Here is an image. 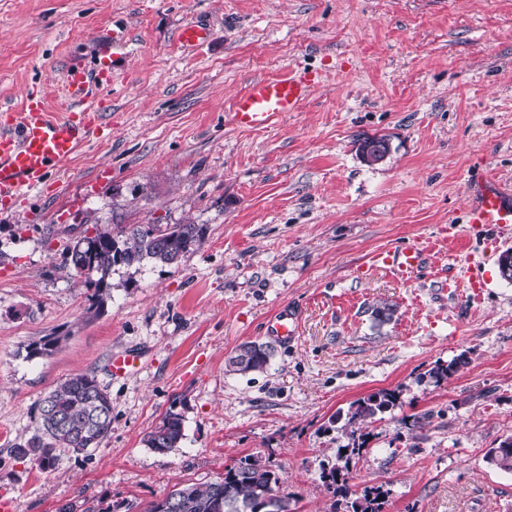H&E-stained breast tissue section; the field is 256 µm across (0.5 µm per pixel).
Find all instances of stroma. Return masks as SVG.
<instances>
[{
	"mask_svg": "<svg viewBox=\"0 0 512 512\" xmlns=\"http://www.w3.org/2000/svg\"><path fill=\"white\" fill-rule=\"evenodd\" d=\"M194 19L213 35L188 50L177 35ZM116 23L129 64L103 134L0 206V493L18 512H145L256 455L294 512H328L321 466L347 442L331 416L392 389L401 404L369 425L353 493L384 486L385 512H512V473L487 459L512 438V283L498 268L512 224L465 217L477 180L512 190V0H0V111L27 89L65 111L64 70L98 69ZM297 67L318 75L299 111L261 130L225 121L253 80ZM361 136L387 138V157L366 163ZM188 221L208 228L199 246L175 266L113 268L89 313L67 243L100 224ZM402 245L427 257L407 282L373 264ZM382 302L395 308L383 323ZM283 305L301 314L297 340L263 372L227 371ZM45 336L61 339L52 355L27 359ZM125 350L140 364L118 378ZM453 360L447 381L427 380ZM77 373L107 389L112 431L41 472L13 447ZM170 411L182 443L147 448Z\"/></svg>",
	"mask_w": 512,
	"mask_h": 512,
	"instance_id": "35a3bbf8",
	"label": "stroma"
}]
</instances>
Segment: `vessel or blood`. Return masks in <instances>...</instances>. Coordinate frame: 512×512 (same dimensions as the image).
<instances>
[{
  "instance_id": "1",
  "label": "vessel or blood",
  "mask_w": 512,
  "mask_h": 512,
  "mask_svg": "<svg viewBox=\"0 0 512 512\" xmlns=\"http://www.w3.org/2000/svg\"><path fill=\"white\" fill-rule=\"evenodd\" d=\"M211 37L210 26L194 20L178 32L180 43L196 48ZM130 36L125 29L109 33L104 68L89 75L81 65H70L64 74L66 112L58 114L43 96L26 93L20 111L7 113L0 121V199L12 200L39 189L55 167L69 160L90 143L101 129L102 100L91 88L92 79L111 86L112 70L128 57ZM313 76L288 73L252 82L230 105L233 125L245 130L263 129L280 116L297 111L308 98ZM471 224H511L512 202L498 187L477 184L466 208ZM376 266L388 269L397 278L409 281L422 266V254L413 246H396L379 252ZM299 316L281 307L265 324V333L290 344L298 334Z\"/></svg>"
}]
</instances>
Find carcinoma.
<instances>
[{"mask_svg":"<svg viewBox=\"0 0 512 512\" xmlns=\"http://www.w3.org/2000/svg\"><path fill=\"white\" fill-rule=\"evenodd\" d=\"M207 232L204 224H102L91 236H83L66 249L67 276L79 279L90 291L91 307L100 308L111 296L108 281L112 268L141 266L145 262L174 265ZM61 342L59 336H45L27 347L30 359L49 356ZM273 349L264 343L247 342L228 359L230 370L261 372L268 366ZM457 362L438 363L428 372L440 383L450 378ZM400 394L394 390L351 402L338 411L339 425L348 443L336 449V462L322 465L320 481L333 498L332 512H384L389 490L379 485L354 496L350 486L352 457L365 449L368 425L394 410ZM40 420L35 433L18 444L16 455L27 458L41 471L55 467L64 452L88 454L99 448L112 430V404L95 376L80 373L56 385L41 401ZM184 439L182 416L168 412L144 438L147 447L166 452ZM489 460L498 469L512 472V438L490 450ZM278 473L257 456H245L224 467L220 481L192 483L174 489L150 502L146 512H291V494L281 490Z\"/></svg>","mask_w":512,"mask_h":512,"instance_id":"carcinoma-1","label":"carcinoma"}]
</instances>
